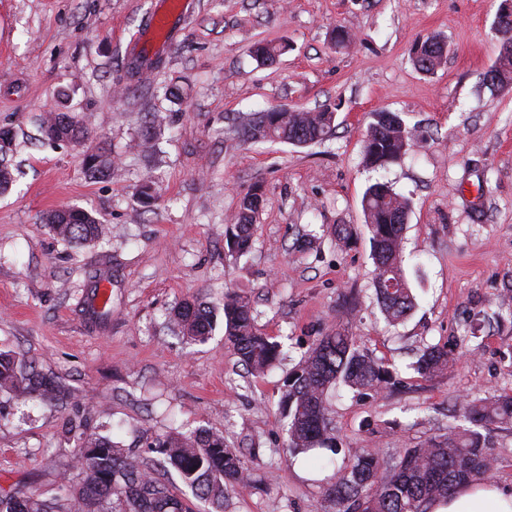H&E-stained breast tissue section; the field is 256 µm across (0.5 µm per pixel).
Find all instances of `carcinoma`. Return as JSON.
I'll use <instances>...</instances> for the list:
<instances>
[{
	"instance_id": "cac0c4a2",
	"label": "carcinoma",
	"mask_w": 512,
	"mask_h": 512,
	"mask_svg": "<svg viewBox=\"0 0 512 512\" xmlns=\"http://www.w3.org/2000/svg\"><path fill=\"white\" fill-rule=\"evenodd\" d=\"M497 32L502 34L500 54L482 77V85L494 90L512 89V11L500 7ZM286 47L258 43L257 60L271 63ZM448 43L432 38L411 50L414 67L432 74L446 61ZM335 111L328 106L314 110L270 108L242 119L235 134L244 141L280 142L295 146L321 144L332 136ZM46 140L59 135L61 142L82 144L87 132L68 112H52L42 125ZM13 140L9 129L0 128V194L14 182L7 151ZM413 147L410 131L401 113L381 109L371 113L364 134L363 162L369 169H384L400 161ZM84 168L92 176L112 170L111 154L100 148L85 150ZM263 204L261 188L252 186L239 199L227 235L237 255L248 253L253 242V225ZM364 223L375 266L374 289L388 324L405 321L414 310L402 254V232L412 210V200L387 182L369 185L362 198ZM54 235L76 246L100 241L107 227L93 213L78 207L56 210L46 216ZM225 340L248 373L258 375L280 355V345L263 335L255 325L253 300L246 293L224 297ZM217 314L203 302L184 301L173 308L169 323L187 341L203 343L216 326ZM450 357L445 347H430L419 357L415 370L433 378L448 370ZM386 366L356 344L348 329L339 328L319 337L304 360L285 381L278 403L287 427V450L306 453L316 448L336 451L329 393L338 384L358 391H377L390 383ZM0 393L15 398L58 404L73 397L56 377L9 351H0ZM459 411L475 425H512V396L492 395L467 400ZM77 459L82 469L81 484L53 501L35 491L18 490L0 494V512H192L175 496L168 484L143 462L129 457L108 436L73 424ZM162 463L174 469L195 497L207 504L205 512H224V498L245 486L254 463L224 445V434L198 429L172 432L152 443ZM495 460L483 435L471 428L448 424L445 433L421 446L406 448L395 460H384L375 449L356 454L353 466L334 475L326 490L336 512H429L430 506L448 498L458 485L488 476Z\"/></svg>"
}]
</instances>
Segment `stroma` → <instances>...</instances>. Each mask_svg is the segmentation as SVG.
<instances>
[{"label":"stroma","instance_id":"1","mask_svg":"<svg viewBox=\"0 0 512 512\" xmlns=\"http://www.w3.org/2000/svg\"><path fill=\"white\" fill-rule=\"evenodd\" d=\"M162 0H0V127L20 172L0 196V350L36 360L75 393L61 408L0 393V492L33 489L51 499L77 483L69 419L110 437L144 461L170 432L207 428L257 457L251 485L224 512H333L326 479L361 448L385 458L447 428L461 401L512 394V92L480 87L501 37L499 0H190L175 43L158 50L145 32ZM355 36L339 49L335 27ZM437 37L450 46L435 73L409 51ZM258 41L286 44L274 63L251 55ZM182 92L167 100L163 86ZM337 108L324 143L295 147L227 135L272 106ZM403 114L415 145L402 160L363 164L371 112ZM72 111L89 143L112 154L110 176L92 178L81 150L51 144L39 123ZM165 122L155 164L141 132ZM155 181L142 207L136 189ZM413 200L404 231L416 307L388 325L376 301L362 197L375 181ZM260 185L263 206L250 254L226 244L239 197ZM76 205L107 224L86 247L43 222ZM351 225L337 241L334 228ZM311 238L305 252L297 239ZM255 301L257 328L283 358L255 377L237 365L216 327L188 345L168 328L178 302L221 307L225 294ZM345 327L392 371L394 385L331 397L338 450L332 463L287 458L277 411L284 382L313 342ZM447 347L441 377L413 368L423 350ZM492 479L512 492V427L485 432Z\"/></svg>","mask_w":512,"mask_h":512}]
</instances>
